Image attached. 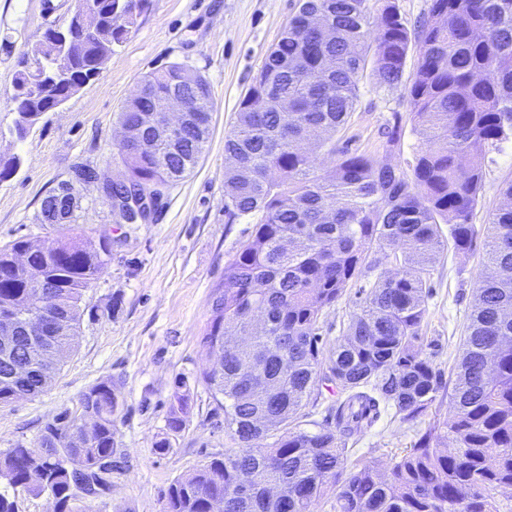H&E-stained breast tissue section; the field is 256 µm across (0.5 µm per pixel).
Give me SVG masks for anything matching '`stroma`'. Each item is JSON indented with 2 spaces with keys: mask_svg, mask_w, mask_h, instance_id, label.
<instances>
[{
  "mask_svg": "<svg viewBox=\"0 0 512 512\" xmlns=\"http://www.w3.org/2000/svg\"><path fill=\"white\" fill-rule=\"evenodd\" d=\"M0 0V154L19 155L22 165L0 182V247L17 238L40 245L53 236L38 223L41 202L69 180L75 166L96 169L101 181L123 177L115 146L119 112L142 78L183 63L200 71L211 89L209 141L194 170L172 184L159 211L143 224L116 223L99 183L77 186L79 225L91 242L112 239V258L88 288L76 350L44 394L0 405V452L18 445L38 448L43 425L63 410H76L81 394L111 379L119 407L114 438L124 453L109 494L92 512H163L170 485L199 465L223 456L233 442L210 392L200 383L209 362L200 353L201 331L224 268L251 237L258 215L224 221V139L236 122L238 105L271 48L294 15L297 0H151L127 39L114 46L101 73L55 112L43 113L33 131L18 140L12 126L13 76L17 61L48 25L66 23L76 0ZM359 99L337 145L388 156L408 169L419 145L407 87L387 91L371 73L359 83ZM400 139L387 147V133ZM512 182V141L488 154L485 182L474 224L487 223ZM483 248L474 254L446 253L433 270L427 299L426 334L441 373L461 354V329L469 315L474 279L483 267ZM188 378L191 408L179 432L168 429L170 397ZM169 438L167 454L155 453ZM414 432L392 414L359 435V455L388 470L409 448Z\"/></svg>",
  "mask_w": 512,
  "mask_h": 512,
  "instance_id": "stroma-1",
  "label": "stroma"
}]
</instances>
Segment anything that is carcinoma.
Listing matches in <instances>:
<instances>
[{
  "instance_id": "cac0c4a2",
  "label": "carcinoma",
  "mask_w": 512,
  "mask_h": 512,
  "mask_svg": "<svg viewBox=\"0 0 512 512\" xmlns=\"http://www.w3.org/2000/svg\"><path fill=\"white\" fill-rule=\"evenodd\" d=\"M94 3L103 38L119 44L134 24L122 19L149 0ZM369 13V0H298L239 103L224 141V217L228 224L256 212L261 218L224 267L200 338L203 352L218 356L202 381L238 447L176 479L164 512H209L215 499L224 500V512H316L323 500L333 512H501L496 494L512 490V183L485 225L486 265L474 282L461 360L448 375L451 421L415 430L387 475L349 448L382 413L416 426L437 401L441 375L424 353L431 271L450 249H476L484 159L512 136V0H431L412 30L387 0L371 55ZM413 41L419 61L409 94L421 148L408 174L336 147V133L354 111L365 65L379 87L396 89ZM95 55L90 42L65 73L49 52L30 71L19 59L13 112L52 111L96 77ZM172 96L192 108L187 128L168 140L141 128L142 148L119 153L125 181L113 192L126 182L169 185L195 168L211 102L207 80L191 66L145 76L119 122L136 125ZM318 155L330 161L323 174ZM59 206L57 190L43 199L37 221L53 225L55 237L29 264L15 261L27 240L0 248V313L26 304L40 280L56 314L40 341L50 350L46 361L28 359L22 323L12 345L0 343V404L47 390L74 350L83 292L109 262L107 240L95 247L75 232L78 213L56 224ZM352 288L357 311L327 349L324 313ZM325 389L338 395L328 408L334 424L302 428L303 410L316 407ZM81 402L93 427L88 443L75 441L65 410L44 425L39 450L0 452V512H18L9 494L18 487L70 502L68 512L91 510L78 491L106 485L104 474L121 458L112 381L92 385ZM189 402L183 380L171 396L170 431L181 430ZM448 438L454 448L440 447Z\"/></svg>"
}]
</instances>
